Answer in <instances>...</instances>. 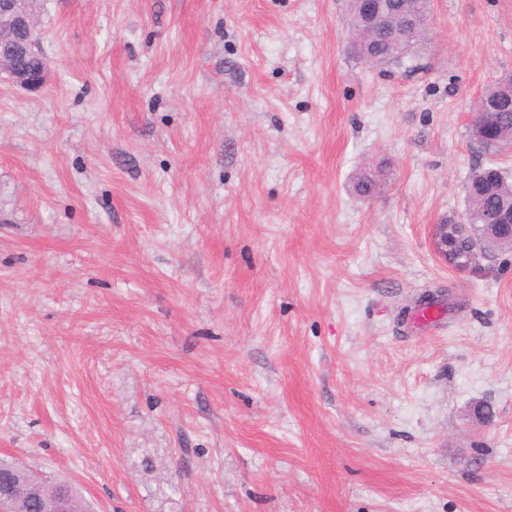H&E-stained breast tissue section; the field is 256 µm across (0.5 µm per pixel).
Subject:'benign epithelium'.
I'll return each instance as SVG.
<instances>
[{
    "label": "benign epithelium",
    "instance_id": "benign-epithelium-1",
    "mask_svg": "<svg viewBox=\"0 0 512 512\" xmlns=\"http://www.w3.org/2000/svg\"><path fill=\"white\" fill-rule=\"evenodd\" d=\"M393 15L390 0H359L357 12L350 19V27L358 29H376L385 24ZM39 13L33 0H0V42L10 46V51L0 55V74L17 86L32 90L46 84L49 71L47 62L37 71L22 69L17 60L28 54H41V38L38 21ZM398 30L401 44L408 50L421 35L417 19L410 13H398ZM512 226V209H498L488 212L485 216L484 236L472 241L471 254H487L490 252L489 241L500 240L499 230ZM432 246L443 259L448 260V236L445 225H432ZM59 492L51 505L50 512H71V487L58 485ZM15 480L0 465V505L10 503L12 512H25V503L15 497Z\"/></svg>",
    "mask_w": 512,
    "mask_h": 512
}]
</instances>
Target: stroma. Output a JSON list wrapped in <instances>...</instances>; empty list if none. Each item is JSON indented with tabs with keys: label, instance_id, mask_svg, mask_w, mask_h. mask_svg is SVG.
Returning a JSON list of instances; mask_svg holds the SVG:
<instances>
[{
	"label": "stroma",
	"instance_id": "stroma-1",
	"mask_svg": "<svg viewBox=\"0 0 512 512\" xmlns=\"http://www.w3.org/2000/svg\"><path fill=\"white\" fill-rule=\"evenodd\" d=\"M431 17L374 66L344 0H42L48 82L0 79V460L88 512H512V252L430 242L512 0Z\"/></svg>",
	"mask_w": 512,
	"mask_h": 512
}]
</instances>
